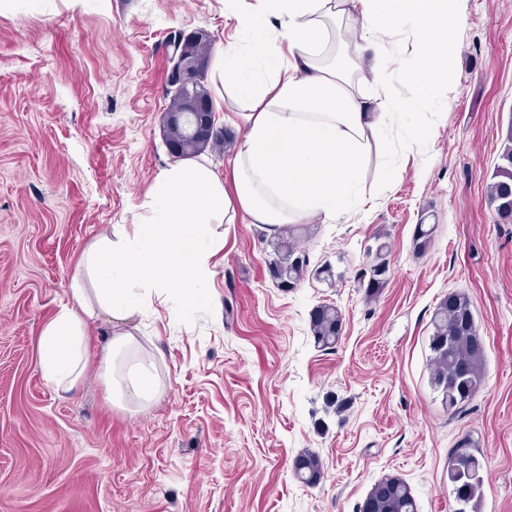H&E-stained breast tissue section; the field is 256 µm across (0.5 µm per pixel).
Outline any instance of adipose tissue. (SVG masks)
Wrapping results in <instances>:
<instances>
[{"label": "adipose tissue", "mask_w": 512, "mask_h": 512, "mask_svg": "<svg viewBox=\"0 0 512 512\" xmlns=\"http://www.w3.org/2000/svg\"><path fill=\"white\" fill-rule=\"evenodd\" d=\"M465 0H257L229 8L227 20L249 37L216 56L211 76L238 106L241 135L221 179L194 160L163 171L132 230L104 232L83 253L70 303L42 329L39 362L57 391L77 386L86 364L87 327L106 319L113 333L102 375L114 406H149L161 389L153 351L126 325L134 292H161L196 305L222 247L214 227L250 223L269 233L287 224L338 222L355 205L373 147L385 141L406 103L364 85L390 75L386 40L406 18L421 28L416 65L406 76L422 98L450 86ZM361 20L354 37L342 28Z\"/></svg>", "instance_id": "obj_1"}]
</instances>
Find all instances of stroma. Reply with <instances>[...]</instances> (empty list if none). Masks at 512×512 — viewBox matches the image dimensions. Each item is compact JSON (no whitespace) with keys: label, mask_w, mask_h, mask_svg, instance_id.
I'll return each mask as SVG.
<instances>
[{"label":"stroma","mask_w":512,"mask_h":512,"mask_svg":"<svg viewBox=\"0 0 512 512\" xmlns=\"http://www.w3.org/2000/svg\"><path fill=\"white\" fill-rule=\"evenodd\" d=\"M227 0H13L0 10V512H357L375 482L406 481L418 512H455L446 462L471 436L484 460L480 512H512V223L487 202L512 127V0H466L450 88L410 108L421 144L390 138L360 200L333 224H294L308 258L288 291L272 282L274 235L239 217L218 226L204 299L187 308L140 292L128 327L155 350L158 399L108 400L91 327L80 385L60 393L40 370L38 336L68 302L83 251L138 223L173 163L162 131L170 40L201 28L234 40ZM400 74L384 89L412 104L404 77L416 25L395 28ZM430 249L413 250L419 223ZM384 233L388 281L367 297L358 275ZM331 265L335 282L314 269ZM466 292L485 345V378L462 413L430 384L429 334L448 292ZM343 315L335 348L317 346L312 310ZM317 453L319 484L292 464Z\"/></svg>","instance_id":"obj_1"}]
</instances>
